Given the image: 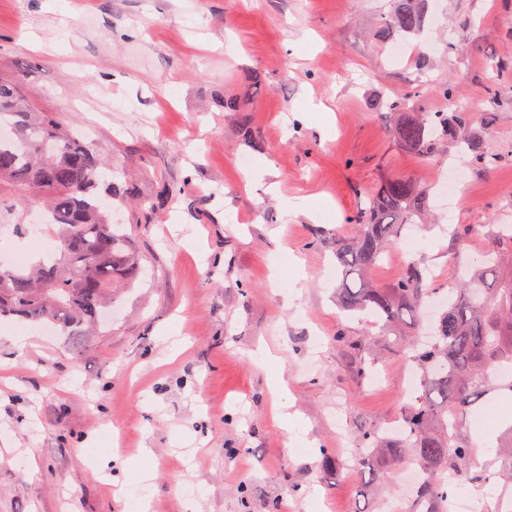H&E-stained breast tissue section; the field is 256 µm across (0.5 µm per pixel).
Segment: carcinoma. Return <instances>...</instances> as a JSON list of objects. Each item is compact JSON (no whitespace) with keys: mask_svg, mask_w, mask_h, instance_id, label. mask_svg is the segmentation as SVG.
Segmentation results:
<instances>
[{"mask_svg":"<svg viewBox=\"0 0 512 512\" xmlns=\"http://www.w3.org/2000/svg\"><path fill=\"white\" fill-rule=\"evenodd\" d=\"M428 0H390L381 37L403 39L420 33ZM390 112L399 141L407 149L430 157L448 140L455 141L478 169L497 167L500 156L465 137L469 113L413 112L402 100L377 102ZM0 226L25 232L19 209L32 199L43 205L57 227V256L26 268L0 269V318L50 321L70 335L83 336L99 327L112 305V287L135 277L138 266L128 236L112 223L97 200L100 188L98 157L81 134L65 129L49 112H32L13 86L0 83ZM429 202L428 190L406 177L385 180L364 208L346 218L355 225L350 238L336 239V263L343 284L337 289L341 307L374 322L399 326L418 320L433 293L426 273L413 260L389 288L372 284L370 273L396 246L402 229L415 223ZM496 251L485 256L487 278L475 273L457 288L448 289L446 304L433 324L432 336L407 342L420 372L422 394L402 414V433L381 429L363 432L358 441L371 451L383 450L395 459H409L422 472L411 488L417 512H448V497L457 487L486 485L498 478L512 483L511 438L494 448L493 462H478V448L464 432L460 415L487 391L512 395V377L500 378L496 367L512 363V233L498 230Z\"/></svg>","mask_w":512,"mask_h":512,"instance_id":"cac0c4a2","label":"carcinoma"}]
</instances>
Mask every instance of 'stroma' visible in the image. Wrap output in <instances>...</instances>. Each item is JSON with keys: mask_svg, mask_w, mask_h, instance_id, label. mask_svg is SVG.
<instances>
[{"mask_svg": "<svg viewBox=\"0 0 512 512\" xmlns=\"http://www.w3.org/2000/svg\"><path fill=\"white\" fill-rule=\"evenodd\" d=\"M389 0H0V80L35 112L79 129L108 159L141 268L115 289L95 336L0 319V512H382L404 464L364 457L359 433L398 422L409 353L340 311L336 239L392 176L426 187L465 166L453 207L417 224L371 273L390 287L408 260L440 293L463 275L448 219L477 262L512 224V0H429L405 50L377 37ZM469 50L448 54V41ZM499 107L486 126L485 88ZM449 84L453 98L437 93ZM235 98L240 111L225 110ZM468 108L500 155L468 166L455 143L424 157L396 138L378 100ZM280 190L247 183L260 160ZM316 199L317 219L286 215ZM31 336L25 350L9 337ZM344 342H337V334ZM279 351L262 362L259 343ZM375 361L360 379V360ZM288 381L299 424L272 418ZM150 455H138L141 447Z\"/></svg>", "mask_w": 512, "mask_h": 512, "instance_id": "35a3bbf8", "label": "stroma"}]
</instances>
